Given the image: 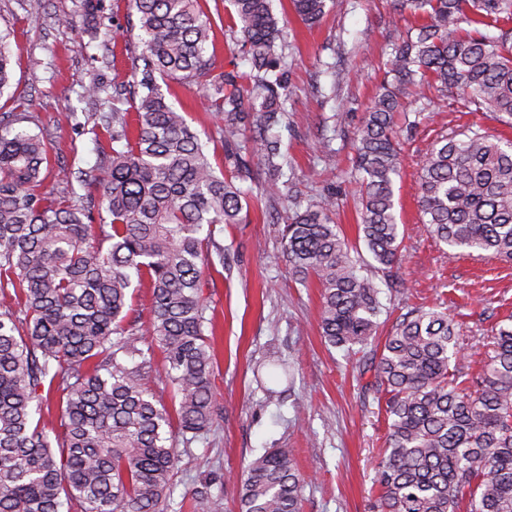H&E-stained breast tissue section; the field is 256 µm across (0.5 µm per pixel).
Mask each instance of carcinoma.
Segmentation results:
<instances>
[{
    "mask_svg": "<svg viewBox=\"0 0 512 512\" xmlns=\"http://www.w3.org/2000/svg\"><path fill=\"white\" fill-rule=\"evenodd\" d=\"M329 1L291 3L311 27ZM103 3L78 0L77 9L97 21ZM229 7L248 74L218 64L206 0H129L127 25L116 24L130 38L126 71L84 88L112 102L99 116L112 154L78 171L82 194L42 192L47 141L22 126L31 116L0 117V512H168L178 469L169 428L188 445L213 423L205 268L224 263L216 225L245 220L247 192L236 182L256 174L278 188L284 155L271 129L285 117L288 87L273 0ZM394 8L419 23L393 45L356 142L358 233L375 273H357L331 218L333 194L287 217L283 255L321 288L324 340L369 350L361 374L371 373L366 389L387 420L372 512H512V323L495 328L472 377L451 367L463 342L445 311L411 307L376 340V279L408 295L398 277L395 114L404 98L434 87L512 123V0H394ZM8 38L0 29V93L12 81ZM167 80L204 94L234 173L213 166L166 99ZM419 187L421 223L449 256L512 259V142L480 126L443 135L421 160ZM95 207L108 216L101 224ZM145 280L143 322L132 297ZM148 338L174 388L170 410L142 383ZM52 395L54 437L41 427ZM303 483L288 449L272 448L248 465L240 512H299Z\"/></svg>",
    "mask_w": 512,
    "mask_h": 512,
    "instance_id": "obj_1",
    "label": "carcinoma"
}]
</instances>
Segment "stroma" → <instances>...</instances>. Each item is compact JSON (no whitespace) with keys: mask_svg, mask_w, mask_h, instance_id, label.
<instances>
[{"mask_svg":"<svg viewBox=\"0 0 512 512\" xmlns=\"http://www.w3.org/2000/svg\"><path fill=\"white\" fill-rule=\"evenodd\" d=\"M105 6L108 17L95 29L76 0H49L46 15L37 20L22 0H0V29L9 30L13 53V79L0 94V115L34 116L52 145L44 186L56 194L76 187L75 170L95 165L111 148L108 138L93 135L99 102L82 94L93 75L111 81L106 49L125 46L126 36L111 18L126 15V0H105ZM274 10L288 33V119L279 130L287 162L277 190L249 183L244 223L216 229L224 263L208 269L204 296L217 326V417L207 434L178 445L168 512H188L189 501L201 495L217 503V512H239L244 467L272 448L288 449L305 479L301 512H370L378 493L376 464L387 423L360 374L364 357L324 341L320 290L314 279L291 272L278 221L335 193L333 219L358 246L352 257L359 273L372 272L371 255L357 243L354 144L392 43L418 20L397 14L393 0H337L311 28L295 17L289 0H274ZM33 56L41 59L40 68L30 67ZM167 99L185 112L213 166L225 167L220 120L199 94L174 83ZM413 119L417 128L407 129ZM474 124L512 139V128L489 113L462 111L460 103L434 90L397 114L402 170L395 200L405 255L400 275L409 293L401 298L382 290L379 317L386 331L407 306L446 308L467 340L460 358L465 366L477 364L484 336L512 316V261L449 258L447 247L419 222L418 166L437 137ZM273 359L287 363V379L272 383L259 376V367Z\"/></svg>","mask_w":512,"mask_h":512,"instance_id":"stroma-1","label":"stroma"}]
</instances>
